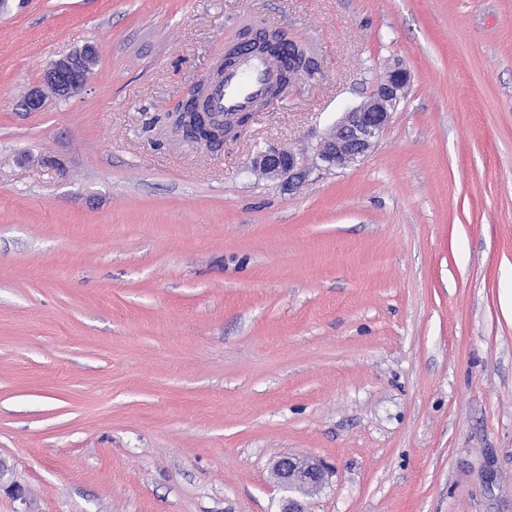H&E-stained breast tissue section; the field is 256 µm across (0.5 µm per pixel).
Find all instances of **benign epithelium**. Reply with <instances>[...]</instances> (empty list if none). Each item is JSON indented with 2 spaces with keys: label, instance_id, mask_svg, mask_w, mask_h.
I'll use <instances>...</instances> for the list:
<instances>
[{
  "label": "benign epithelium",
  "instance_id": "1",
  "mask_svg": "<svg viewBox=\"0 0 512 512\" xmlns=\"http://www.w3.org/2000/svg\"><path fill=\"white\" fill-rule=\"evenodd\" d=\"M250 51L265 57L272 65L271 83L264 97L256 100L251 111L224 115V127L209 124L207 113L201 110L204 83H199L171 113L173 123L180 126L193 120L197 142L236 139L251 125L253 114L274 106L304 69L309 59L305 44L290 38L282 30L262 20L247 21L239 34L224 43V56L216 63L210 76L234 67L242 53ZM96 55L88 46L84 51L52 61L44 74L45 83L62 98H70L84 88L89 69L85 59ZM409 83L408 71L399 63L387 68L383 80L367 100L342 113L331 132L316 146L313 167L304 164L300 154L291 149H274L255 157L252 167L288 185L306 179L312 169H344L365 157L374 147L379 135L388 125L392 113ZM7 469L0 467V490H5L22 503H28L24 488L6 479ZM277 485L283 491L279 512H307L302 497L318 492L329 480L326 465L313 457L288 455L273 467Z\"/></svg>",
  "mask_w": 512,
  "mask_h": 512
}]
</instances>
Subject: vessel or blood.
Listing matches in <instances>:
<instances>
[{
	"label": "vessel or blood",
	"instance_id": "vessel-or-blood-1",
	"mask_svg": "<svg viewBox=\"0 0 512 512\" xmlns=\"http://www.w3.org/2000/svg\"><path fill=\"white\" fill-rule=\"evenodd\" d=\"M269 77L267 60L252 53L244 54L234 68L225 72L220 81L209 84V111L220 117L227 112L248 110L253 100L264 94Z\"/></svg>",
	"mask_w": 512,
	"mask_h": 512
}]
</instances>
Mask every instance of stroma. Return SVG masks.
Segmentation results:
<instances>
[{
    "label": "stroma",
    "instance_id": "stroma-1",
    "mask_svg": "<svg viewBox=\"0 0 512 512\" xmlns=\"http://www.w3.org/2000/svg\"><path fill=\"white\" fill-rule=\"evenodd\" d=\"M315 70L216 149L172 126L240 24ZM92 45L79 96L22 101ZM400 62L373 150L290 187ZM512 512V0H6L0 459L35 512ZM273 473L284 493L279 512H307L301 497L318 492L330 475L322 461L297 455L281 457L274 464Z\"/></svg>",
    "mask_w": 512,
    "mask_h": 512
}]
</instances>
